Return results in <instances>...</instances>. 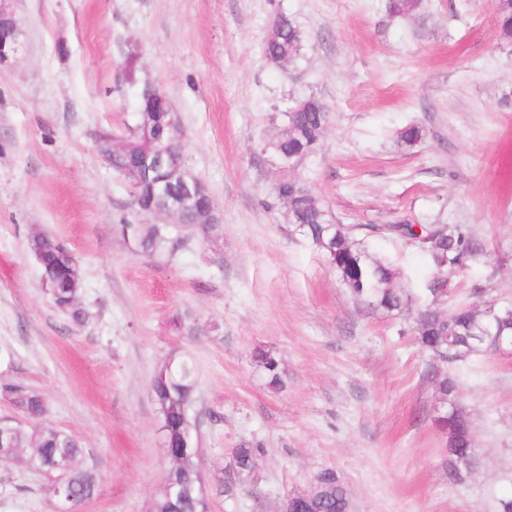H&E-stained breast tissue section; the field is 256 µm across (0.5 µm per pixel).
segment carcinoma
I'll return each instance as SVG.
<instances>
[{
  "label": "carcinoma",
  "instance_id": "1",
  "mask_svg": "<svg viewBox=\"0 0 512 512\" xmlns=\"http://www.w3.org/2000/svg\"><path fill=\"white\" fill-rule=\"evenodd\" d=\"M422 9V0H389V11L400 17H410ZM497 24L501 36L512 40V0H498ZM303 36L288 15L280 13L275 18L264 44V54L274 65L294 60L302 50ZM152 93L139 97L140 112L136 113L135 125L127 134L119 136L126 141L128 151L112 154V169L124 174L134 156L145 150L150 142L145 131L143 109L151 102ZM284 120L277 135L264 143L262 150L277 159L299 163L318 147L330 122L329 106L316 96L296 99L287 104ZM152 175L139 188V211L151 212L161 206L155 194ZM272 205L285 209L288 224L293 231L322 252L336 270L350 298L358 305L384 311L392 316L414 313L413 335L417 342L432 355L443 359L430 365L429 376L436 397L441 404H448L458 388L457 379L449 368L471 355L490 353L502 336H512V315L502 313L494 319L487 309H479L466 301H458L452 310L444 309L448 303V278L445 274L458 271L466 261L479 251L477 242L464 230H451L420 226L416 234L407 225L403 232L423 244L436 267V276L428 283L425 294L428 300L417 305L413 296L398 285L401 273L389 262L375 257L365 244V238L339 222L331 223V214L320 198L299 178L276 180L271 187ZM198 212L182 211L175 227L181 232L174 243L181 244L195 236ZM168 224H120L118 231L125 239L132 240L138 250L152 253L159 243L166 241ZM42 276L55 284L50 295L55 305L73 322L82 324L86 316L78 304V289L74 280L78 272H69L50 260L42 268ZM268 371V384L274 389L283 387L278 364L270 356L261 357ZM154 403L159 415L171 430L173 442H178L189 427L185 409L192 404L197 390V368L188 355L173 357V364H163L151 380ZM0 399L10 403L23 419L12 423L8 443L11 452L0 453V466L23 462L29 468L49 474L63 462L69 466L73 493L77 500H89L96 489L94 474L76 469V461L83 449L69 435L54 429H27L23 420L36 421L45 413V400L36 391L14 382L0 385ZM192 448L187 450L173 473V478L184 487V497L177 505L178 512H205L197 497V489L203 481V459L197 432H191ZM262 449L240 447L232 451L233 469L240 475L252 473L255 458ZM448 480L459 482L470 474L477 463L476 448L465 438L448 443ZM326 490L314 512H351V499L345 486L330 478V471H322Z\"/></svg>",
  "mask_w": 512,
  "mask_h": 512
}]
</instances>
